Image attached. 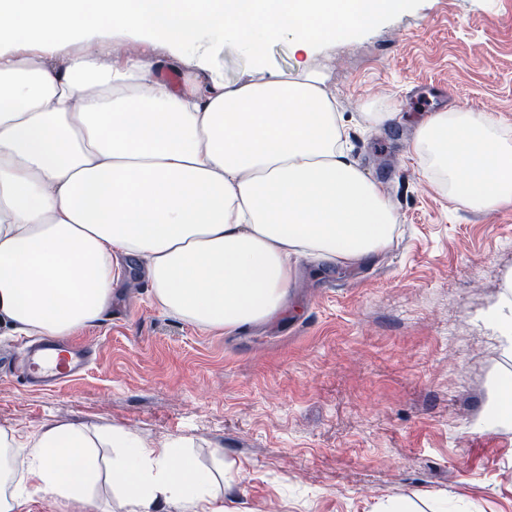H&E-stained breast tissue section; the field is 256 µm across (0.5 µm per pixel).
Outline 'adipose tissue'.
<instances>
[{
  "label": "adipose tissue",
  "mask_w": 512,
  "mask_h": 512,
  "mask_svg": "<svg viewBox=\"0 0 512 512\" xmlns=\"http://www.w3.org/2000/svg\"><path fill=\"white\" fill-rule=\"evenodd\" d=\"M401 4L95 0L124 36L110 44L81 22L85 0H0V320L42 336L94 324L136 257L168 312L235 330L285 310L298 257L346 267L383 252L399 219L351 157L324 75L228 82L204 37L246 38L258 55L283 36L342 37ZM74 41L79 52L54 61ZM163 48L184 53L170 75ZM412 151L457 203L512 204V130L490 114L432 113ZM99 442L116 450L112 486L129 512H219L212 474L186 447L72 424L0 431V512H21L34 492L93 506Z\"/></svg>",
  "instance_id": "adipose-tissue-1"
}]
</instances>
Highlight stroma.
I'll list each match as a JSON object with an SVG mask.
<instances>
[{
	"label": "stroma",
	"instance_id": "obj_1",
	"mask_svg": "<svg viewBox=\"0 0 512 512\" xmlns=\"http://www.w3.org/2000/svg\"><path fill=\"white\" fill-rule=\"evenodd\" d=\"M226 81L322 70L353 156L399 216L354 267L301 262L287 309L226 332L167 312L127 269L99 321L74 330L94 361L76 380L25 386L21 333L0 326V430L123 429L190 446L234 512H512V424L484 421L512 349L485 321L512 294V205L450 200L412 154L418 124L453 105L512 127V0H404L370 26L262 55L220 40ZM399 112L380 130L364 113Z\"/></svg>",
	"mask_w": 512,
	"mask_h": 512
}]
</instances>
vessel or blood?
Masks as SVG:
<instances>
[{"mask_svg": "<svg viewBox=\"0 0 512 512\" xmlns=\"http://www.w3.org/2000/svg\"><path fill=\"white\" fill-rule=\"evenodd\" d=\"M25 376L29 384H56L72 380L86 370L85 352L59 342L43 339L24 346Z\"/></svg>", "mask_w": 512, "mask_h": 512, "instance_id": "b4317fda", "label": "vessel or blood"}]
</instances>
